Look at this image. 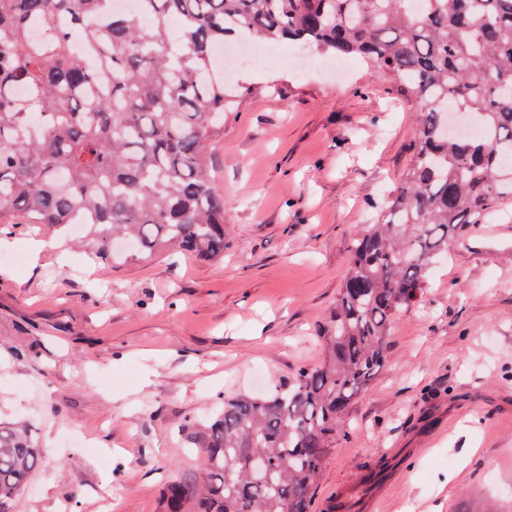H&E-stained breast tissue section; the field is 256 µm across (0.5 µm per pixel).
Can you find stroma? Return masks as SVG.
I'll use <instances>...</instances> for the list:
<instances>
[{"mask_svg": "<svg viewBox=\"0 0 512 512\" xmlns=\"http://www.w3.org/2000/svg\"><path fill=\"white\" fill-rule=\"evenodd\" d=\"M307 54L315 67L259 56L230 80L223 260L116 266L53 227L0 224V424L40 450L11 512H163L226 397L320 360L352 242L402 181L418 112L362 60L337 78ZM312 512H512V202L394 319Z\"/></svg>", "mask_w": 512, "mask_h": 512, "instance_id": "1", "label": "stroma"}]
</instances>
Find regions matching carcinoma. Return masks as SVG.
I'll return each instance as SVG.
<instances>
[{"label": "carcinoma", "instance_id": "carcinoma-1", "mask_svg": "<svg viewBox=\"0 0 512 512\" xmlns=\"http://www.w3.org/2000/svg\"><path fill=\"white\" fill-rule=\"evenodd\" d=\"M111 2L0 0L1 224L84 215L91 249L117 264L168 248L224 258L213 157L228 85L214 52L229 40L358 56L417 101L406 180L352 244L323 359L270 395L225 399L198 477L165 491L164 512H309L393 320L435 258L512 202V0H139L138 15ZM36 22L48 38H31ZM450 107L483 137L447 130ZM38 457L0 427V512Z\"/></svg>", "mask_w": 512, "mask_h": 512}]
</instances>
